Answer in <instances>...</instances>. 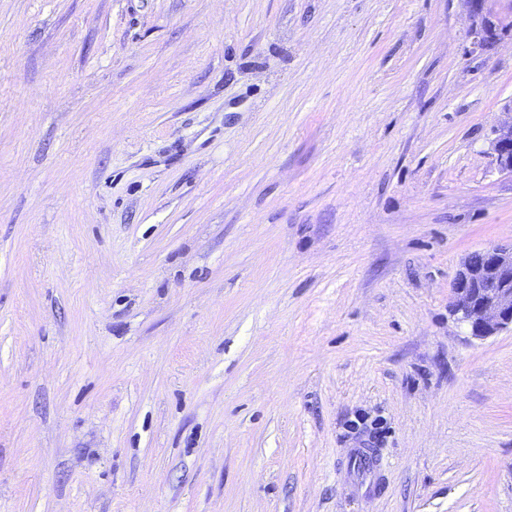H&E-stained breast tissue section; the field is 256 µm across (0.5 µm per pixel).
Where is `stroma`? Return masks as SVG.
<instances>
[{"instance_id": "obj_1", "label": "stroma", "mask_w": 512, "mask_h": 512, "mask_svg": "<svg viewBox=\"0 0 512 512\" xmlns=\"http://www.w3.org/2000/svg\"><path fill=\"white\" fill-rule=\"evenodd\" d=\"M0 0V512H512V0ZM470 8L475 19L469 28L468 34L475 48L485 49L498 39L499 33L495 22L483 15V0H463ZM491 130L490 147L500 172L512 176V108ZM452 311L472 336L512 330V242L468 254L452 285Z\"/></svg>"}]
</instances>
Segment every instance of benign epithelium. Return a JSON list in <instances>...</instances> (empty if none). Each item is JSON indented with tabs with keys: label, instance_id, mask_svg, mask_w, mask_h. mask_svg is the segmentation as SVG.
I'll use <instances>...</instances> for the list:
<instances>
[{
	"label": "benign epithelium",
	"instance_id": "benign-epithelium-1",
	"mask_svg": "<svg viewBox=\"0 0 512 512\" xmlns=\"http://www.w3.org/2000/svg\"><path fill=\"white\" fill-rule=\"evenodd\" d=\"M476 21L468 34L485 49L498 39L495 22L483 14V0H464ZM490 147L500 172L512 175V109L491 130ZM452 311L477 338L512 329V242L468 254L452 285Z\"/></svg>",
	"mask_w": 512,
	"mask_h": 512
}]
</instances>
